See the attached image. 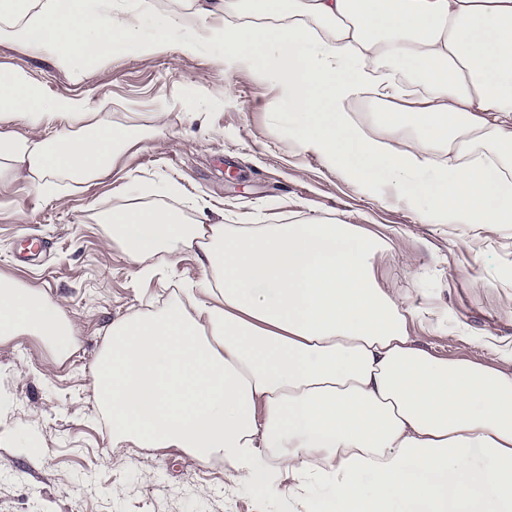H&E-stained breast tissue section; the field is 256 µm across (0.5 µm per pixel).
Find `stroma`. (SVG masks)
<instances>
[{
  "label": "stroma",
  "mask_w": 512,
  "mask_h": 512,
  "mask_svg": "<svg viewBox=\"0 0 512 512\" xmlns=\"http://www.w3.org/2000/svg\"><path fill=\"white\" fill-rule=\"evenodd\" d=\"M26 69L47 95L89 97L113 122L136 124V141L112 167L82 182L57 177L47 193L20 178L0 184V276L45 293L77 329L58 357L42 337L0 339V512H276L277 505L175 448L112 444L90 374L113 322L163 307L203 271L196 249L176 265L154 259L149 276L112 243L103 214L158 204L192 224H272L299 217L356 224L393 251L377 269L420 343L441 356L489 365V337L512 343V224H425L382 179L349 181L318 155L288 144L270 120L278 88L239 72L230 51L143 58L128 52L66 70L0 44V70ZM206 204V213L193 202ZM36 237L51 248L25 258ZM39 450L31 452L29 441Z\"/></svg>",
  "instance_id": "1"
}]
</instances>
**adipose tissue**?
<instances>
[{
	"instance_id": "1",
	"label": "adipose tissue",
	"mask_w": 512,
	"mask_h": 512,
	"mask_svg": "<svg viewBox=\"0 0 512 512\" xmlns=\"http://www.w3.org/2000/svg\"><path fill=\"white\" fill-rule=\"evenodd\" d=\"M0 43L72 69L229 48L283 91L289 141L328 167L359 184L380 168L401 196L430 175L414 204L426 224H512V0H190L159 16L150 0H0ZM132 139L86 97L0 75V183L89 180ZM106 221L140 273L195 245L203 271L166 308L113 323L91 382L114 445L223 460L288 512H512V371L411 336L377 281L384 240L147 206ZM24 333L61 357L75 343L59 304L0 278V338Z\"/></svg>"
}]
</instances>
